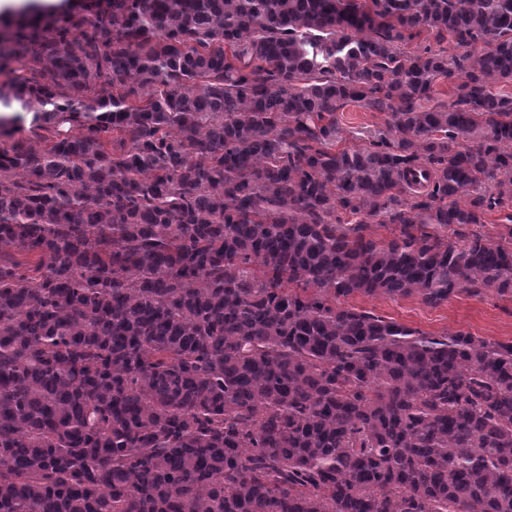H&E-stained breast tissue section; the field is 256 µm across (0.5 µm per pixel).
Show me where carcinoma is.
Segmentation results:
<instances>
[{
  "label": "carcinoma",
  "mask_w": 512,
  "mask_h": 512,
  "mask_svg": "<svg viewBox=\"0 0 512 512\" xmlns=\"http://www.w3.org/2000/svg\"><path fill=\"white\" fill-rule=\"evenodd\" d=\"M1 62L0 512H512V343L343 303L512 294V0H76ZM341 135L352 141V136L361 132L374 131L386 122V115L371 112L354 105H347L336 112ZM33 115V112H14L11 115L14 118V123L7 128L12 132L9 140H23L27 144L34 140L31 133Z\"/></svg>",
  "instance_id": "carcinoma-1"
}]
</instances>
